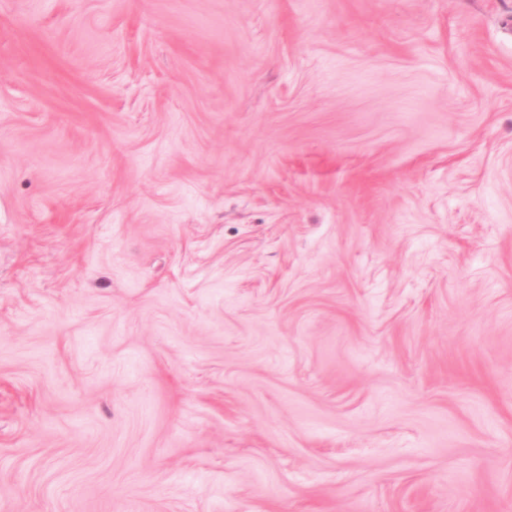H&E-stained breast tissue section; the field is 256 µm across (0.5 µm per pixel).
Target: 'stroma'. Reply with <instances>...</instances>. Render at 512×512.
<instances>
[{
  "label": "stroma",
  "mask_w": 512,
  "mask_h": 512,
  "mask_svg": "<svg viewBox=\"0 0 512 512\" xmlns=\"http://www.w3.org/2000/svg\"><path fill=\"white\" fill-rule=\"evenodd\" d=\"M0 512H512V0H0Z\"/></svg>",
  "instance_id": "1"
}]
</instances>
